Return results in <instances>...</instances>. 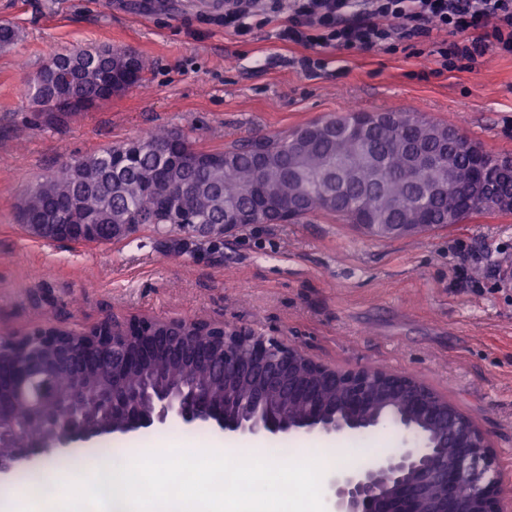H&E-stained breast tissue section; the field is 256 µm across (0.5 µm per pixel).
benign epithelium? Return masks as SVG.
Segmentation results:
<instances>
[{
    "mask_svg": "<svg viewBox=\"0 0 512 512\" xmlns=\"http://www.w3.org/2000/svg\"><path fill=\"white\" fill-rule=\"evenodd\" d=\"M498 210V180L473 179ZM183 365L202 379L134 387L149 365ZM67 373L60 393L54 377ZM177 420L230 438L332 436L393 427L395 450L327 479L332 512H503L497 452L479 423L410 374L342 368L296 344L204 319L133 316L81 333L49 325L0 336V484L73 445L126 439ZM38 432L16 444L24 427Z\"/></svg>",
    "mask_w": 512,
    "mask_h": 512,
    "instance_id": "obj_1",
    "label": "benign epithelium"
}]
</instances>
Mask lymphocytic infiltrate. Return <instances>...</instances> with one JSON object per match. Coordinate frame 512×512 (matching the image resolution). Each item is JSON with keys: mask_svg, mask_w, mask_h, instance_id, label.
Returning a JSON list of instances; mask_svg holds the SVG:
<instances>
[{"mask_svg": "<svg viewBox=\"0 0 512 512\" xmlns=\"http://www.w3.org/2000/svg\"><path fill=\"white\" fill-rule=\"evenodd\" d=\"M277 17V39L306 48L387 50L439 31L445 70L490 50L512 55V0H224V27L242 38Z\"/></svg>", "mask_w": 512, "mask_h": 512, "instance_id": "1", "label": "lymphocytic infiltrate"}]
</instances>
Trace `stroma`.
<instances>
[{"instance_id": "1", "label": "stroma", "mask_w": 512, "mask_h": 512, "mask_svg": "<svg viewBox=\"0 0 512 512\" xmlns=\"http://www.w3.org/2000/svg\"><path fill=\"white\" fill-rule=\"evenodd\" d=\"M195 0H0L15 44L0 49V335L51 324L80 333L109 317L210 319L288 340L336 366L419 376L486 430L512 471V213L443 229L371 237L338 218L251 224L221 239L195 235L178 250L149 226L107 244L28 232L16 204L63 160L160 128L198 146L231 143L355 106L455 125L512 157V57L493 51L440 71L433 44L392 50H307L276 24L240 39ZM148 63L142 85L56 130L34 124L30 78L51 55L101 46ZM324 66L305 71L302 56ZM390 428L329 437L358 447L361 466L397 447Z\"/></svg>"}]
</instances>
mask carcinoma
Wrapping results in <instances>:
<instances>
[{"instance_id": "cac0c4a2", "label": "carcinoma", "mask_w": 512, "mask_h": 512, "mask_svg": "<svg viewBox=\"0 0 512 512\" xmlns=\"http://www.w3.org/2000/svg\"><path fill=\"white\" fill-rule=\"evenodd\" d=\"M120 50H83L71 64L59 53L28 82L35 123L57 129L73 115L59 111L68 99L100 104L104 76L115 74L114 92L144 81L146 62L126 82ZM362 111L307 123L290 133L232 143L222 150L196 145L182 129H164L134 141L71 158L30 184L18 205L21 224H70L68 240L80 242L79 226L100 225L112 242V227L146 224L164 235L170 215L196 224H279L321 214L349 224H374V236L389 237V224H458L481 213L467 207L470 187L462 175L469 151L448 139V125L383 112L377 125H360Z\"/></svg>"}]
</instances>
